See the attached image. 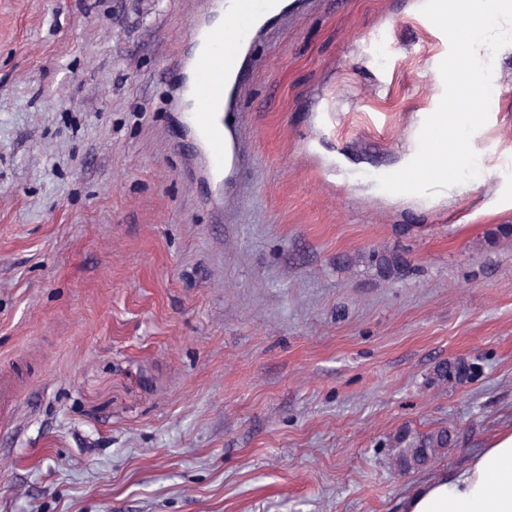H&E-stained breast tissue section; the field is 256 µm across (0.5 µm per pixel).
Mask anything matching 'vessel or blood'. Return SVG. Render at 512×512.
<instances>
[{"mask_svg": "<svg viewBox=\"0 0 512 512\" xmlns=\"http://www.w3.org/2000/svg\"><path fill=\"white\" fill-rule=\"evenodd\" d=\"M280 0H224V22L195 30L197 49L190 64L191 109L187 122L204 149L213 173L238 164V153L228 152L225 128H238V115H226L234 88L237 48L247 42L259 22L276 17Z\"/></svg>", "mask_w": 512, "mask_h": 512, "instance_id": "1", "label": "vessel or blood"}]
</instances>
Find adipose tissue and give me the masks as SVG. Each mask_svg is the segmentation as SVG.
Returning a JSON list of instances; mask_svg holds the SVG:
<instances>
[{
	"label": "adipose tissue",
	"instance_id": "adipose-tissue-1",
	"mask_svg": "<svg viewBox=\"0 0 512 512\" xmlns=\"http://www.w3.org/2000/svg\"><path fill=\"white\" fill-rule=\"evenodd\" d=\"M402 512H512V429L498 432L462 468L424 479Z\"/></svg>",
	"mask_w": 512,
	"mask_h": 512
}]
</instances>
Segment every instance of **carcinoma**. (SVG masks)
Masks as SVG:
<instances>
[{
	"label": "carcinoma",
	"mask_w": 512,
	"mask_h": 512,
	"mask_svg": "<svg viewBox=\"0 0 512 512\" xmlns=\"http://www.w3.org/2000/svg\"><path fill=\"white\" fill-rule=\"evenodd\" d=\"M476 372L477 367L463 359L448 360L438 365L436 379L440 382L462 383L472 378ZM454 442L455 434L446 427L429 432L404 428L390 443L395 448L392 466L399 473L425 468L441 458Z\"/></svg>",
	"instance_id": "1"
}]
</instances>
